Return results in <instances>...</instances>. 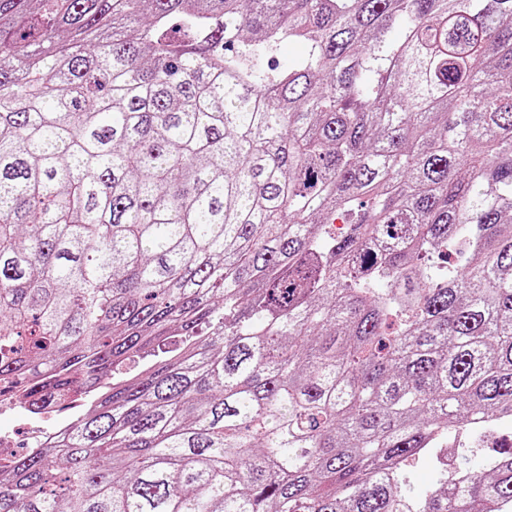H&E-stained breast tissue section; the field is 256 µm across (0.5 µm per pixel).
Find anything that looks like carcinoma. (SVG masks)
I'll use <instances>...</instances> for the list:
<instances>
[{
	"instance_id": "cac0c4a2",
	"label": "carcinoma",
	"mask_w": 512,
	"mask_h": 512,
	"mask_svg": "<svg viewBox=\"0 0 512 512\" xmlns=\"http://www.w3.org/2000/svg\"><path fill=\"white\" fill-rule=\"evenodd\" d=\"M73 387L0 512H512V0H0V407ZM69 424L65 421H59L54 424V429L47 430L46 427L40 425L35 428L30 427V439H31V447L34 451L41 449L48 443H51L53 440L61 437ZM416 493L424 491L435 479L436 473L424 461H415L406 467Z\"/></svg>"
}]
</instances>
